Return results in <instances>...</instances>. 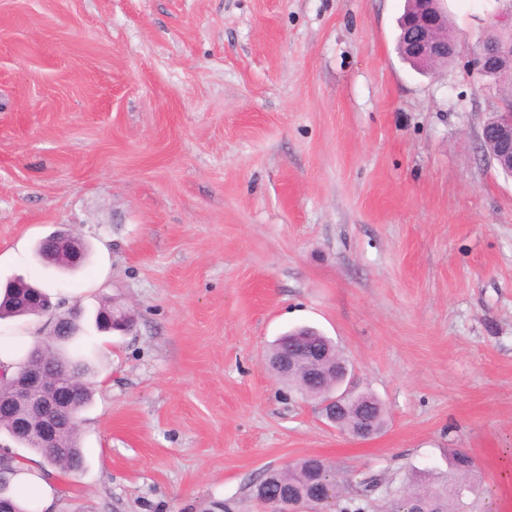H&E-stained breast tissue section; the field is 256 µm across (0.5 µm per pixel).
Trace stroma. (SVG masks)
<instances>
[{"label":"stroma","instance_id":"stroma-1","mask_svg":"<svg viewBox=\"0 0 512 512\" xmlns=\"http://www.w3.org/2000/svg\"><path fill=\"white\" fill-rule=\"evenodd\" d=\"M466 51L418 73L404 0H0V320L44 342L73 305L90 357L82 469L57 512H263L270 469L318 455L364 512L474 458L471 512H512V176L480 148L502 98L467 50L501 0H446ZM90 247L44 265L55 231ZM118 304L128 333L97 331ZM332 338L386 410L352 438L266 356ZM16 288H25L27 283L14 282ZM16 288L5 289L0 301V319L4 317L29 316L36 312V302L26 290L16 291Z\"/></svg>","mask_w":512,"mask_h":512}]
</instances>
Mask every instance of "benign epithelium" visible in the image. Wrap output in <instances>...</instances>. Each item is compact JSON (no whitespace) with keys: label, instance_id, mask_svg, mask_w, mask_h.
<instances>
[{"label":"benign epithelium","instance_id":"benign-epithelium-1","mask_svg":"<svg viewBox=\"0 0 512 512\" xmlns=\"http://www.w3.org/2000/svg\"><path fill=\"white\" fill-rule=\"evenodd\" d=\"M442 0H413L414 8L406 24V36L401 52L415 59L428 70L448 66V55L457 54V45L448 43V18L441 6ZM472 70L489 75L500 68L512 66V41L502 39L492 41L481 39L472 50L469 59ZM479 139L493 146V162L504 172L512 175V109L500 108L496 120L481 128ZM82 255L79 242L68 236L51 241L42 256L43 261L62 270L71 268ZM104 326L108 330L123 331L129 327V316L104 313ZM314 353L310 345L301 342L292 349V354L276 362L278 371L286 373L302 369L317 373L312 364ZM336 378V388L322 402L323 417L332 425L339 416L353 409L361 425L350 430L349 435L356 439L371 438L378 431L366 425L367 417L373 414L372 406L363 401L361 395L343 388L351 374L348 362L336 355L332 366ZM74 373L50 371L41 354L33 353L26 365L11 380L13 392L9 404L0 410V418L7 419L14 427L13 439L20 435L36 432L43 446L57 447V440L65 425H77V409L73 389ZM322 487L317 484L305 487L300 493L276 496L265 500L271 505V512H316L322 501Z\"/></svg>","mask_w":512,"mask_h":512}]
</instances>
